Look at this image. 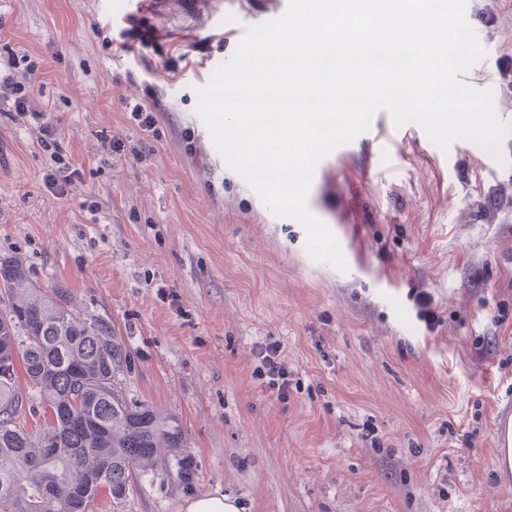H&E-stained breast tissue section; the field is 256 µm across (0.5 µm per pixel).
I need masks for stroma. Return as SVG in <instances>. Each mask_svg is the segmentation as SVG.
Wrapping results in <instances>:
<instances>
[{"mask_svg":"<svg viewBox=\"0 0 512 512\" xmlns=\"http://www.w3.org/2000/svg\"><path fill=\"white\" fill-rule=\"evenodd\" d=\"M487 52L466 83L497 87L512 122V0H468ZM288 0H0V44L44 65L32 93L65 159L67 198L36 122L0 115V258L69 289L121 336L128 396L178 417L191 483L139 481L93 512H512L498 466L512 418V134L487 171L467 141L372 138L324 158L308 206L346 271L313 261L196 115L231 30ZM111 26L104 49L93 23ZM159 104L157 132L130 103ZM123 142L115 154L104 139ZM276 343L287 400L263 385ZM184 512H239L234 499L224 495H201L188 500Z\"/></svg>","mask_w":512,"mask_h":512,"instance_id":"obj_1","label":"stroma"}]
</instances>
